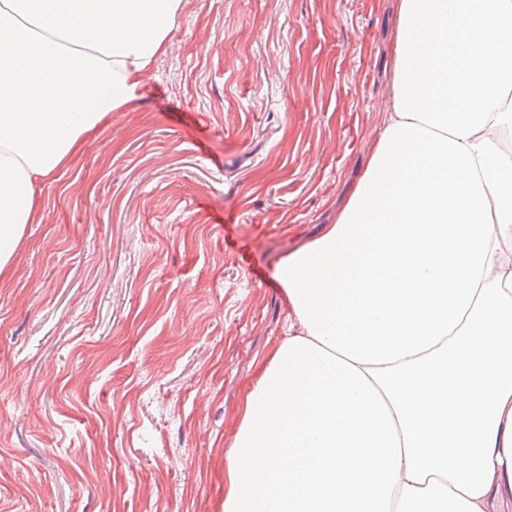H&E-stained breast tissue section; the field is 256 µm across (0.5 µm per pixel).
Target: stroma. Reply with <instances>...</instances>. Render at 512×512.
I'll return each mask as SVG.
<instances>
[{
    "label": "stroma",
    "instance_id": "obj_1",
    "mask_svg": "<svg viewBox=\"0 0 512 512\" xmlns=\"http://www.w3.org/2000/svg\"><path fill=\"white\" fill-rule=\"evenodd\" d=\"M396 0H182L0 269V512H224L279 260L383 131Z\"/></svg>",
    "mask_w": 512,
    "mask_h": 512
}]
</instances>
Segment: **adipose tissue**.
<instances>
[{
	"instance_id": "ef3b65f1",
	"label": "adipose tissue",
	"mask_w": 512,
	"mask_h": 512,
	"mask_svg": "<svg viewBox=\"0 0 512 512\" xmlns=\"http://www.w3.org/2000/svg\"><path fill=\"white\" fill-rule=\"evenodd\" d=\"M180 3L0 0V268ZM397 4L388 122L276 267L292 330L241 405L224 512H512V0Z\"/></svg>"
}]
</instances>
